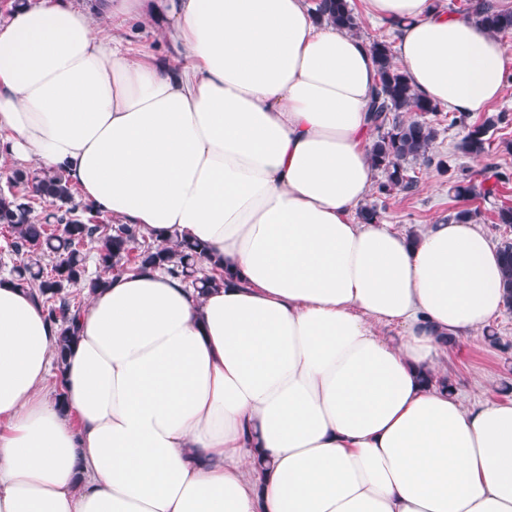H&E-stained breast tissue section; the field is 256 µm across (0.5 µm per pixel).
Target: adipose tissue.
<instances>
[{
  "instance_id": "adipose-tissue-1",
  "label": "adipose tissue",
  "mask_w": 512,
  "mask_h": 512,
  "mask_svg": "<svg viewBox=\"0 0 512 512\" xmlns=\"http://www.w3.org/2000/svg\"><path fill=\"white\" fill-rule=\"evenodd\" d=\"M365 3L417 93L501 98L512 58L472 16ZM150 21L183 63L130 49ZM377 81L311 0H30L0 21V153L231 273L203 295L110 278L56 376L58 326L0 278V512H512V399L432 383L447 337L503 311L499 255L471 223L356 220Z\"/></svg>"
}]
</instances>
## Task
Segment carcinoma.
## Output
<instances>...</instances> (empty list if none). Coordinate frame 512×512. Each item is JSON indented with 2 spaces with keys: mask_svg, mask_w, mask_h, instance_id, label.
<instances>
[{
  "mask_svg": "<svg viewBox=\"0 0 512 512\" xmlns=\"http://www.w3.org/2000/svg\"><path fill=\"white\" fill-rule=\"evenodd\" d=\"M317 12L337 28L358 33L359 22L348 0H319ZM467 13L490 34L512 31V10L500 8L494 0H469ZM375 59L379 84L374 90L369 112L374 140L370 161L381 171L384 181L377 193H410L417 187L409 165L431 163L429 150L437 137L431 118L439 115L438 105L421 97L398 67L391 43L368 41ZM461 113L450 123L465 130L458 149L470 157H480L489 147V133L508 121L499 112L481 122H468ZM10 187L0 189V226L13 235L12 252L20 256L11 279L28 289L42 306L48 319L59 326L56 365L75 341L74 317L81 309L70 288L82 285L87 295L105 287L108 277L119 273H139L148 268H164L170 274L192 280L201 291L224 284V271L215 270L196 277L195 262L204 247L180 241L172 246H152L133 224H111L93 204L75 201V192L64 175L41 170L15 168L7 177ZM450 191L457 198L486 196L492 188H479L466 175L448 177ZM49 204L53 210L39 221L33 216L36 206ZM94 251L98 274L87 275V250ZM501 258L505 308L512 311V239L498 243Z\"/></svg>",
  "mask_w": 512,
  "mask_h": 512,
  "instance_id": "obj_1",
  "label": "carcinoma"
}]
</instances>
